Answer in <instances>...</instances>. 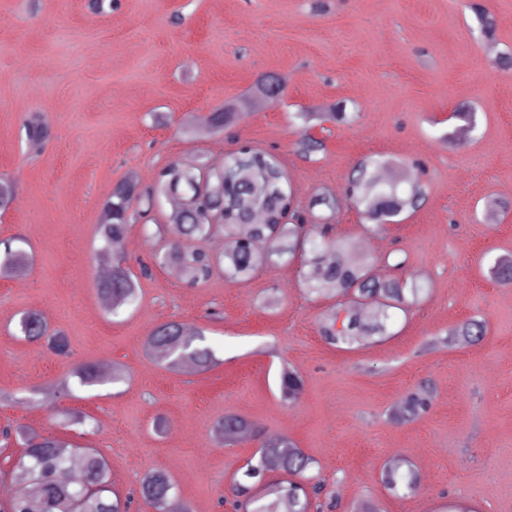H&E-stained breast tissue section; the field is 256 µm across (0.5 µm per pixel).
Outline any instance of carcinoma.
<instances>
[{
    "mask_svg": "<svg viewBox=\"0 0 512 512\" xmlns=\"http://www.w3.org/2000/svg\"><path fill=\"white\" fill-rule=\"evenodd\" d=\"M309 123L322 117L338 124H349L353 116L346 112L301 113ZM238 113L213 112L202 119L211 134H220L236 124ZM26 141L36 152L50 138L47 124L40 120L26 123ZM297 152L311 158L323 149V143L303 133L296 143ZM387 166L390 175L380 178L375 170ZM293 191L277 156L250 145L224 156L219 166L171 162L165 166L153 190H142L127 180L117 183L103 202L97 233L103 249L112 250L124 242L130 226L149 212L160 197L176 206L171 224H157L147 233L150 240L163 241L157 253L159 263L178 268L183 279L195 286L209 281L216 273L234 284H248L266 266L300 259L308 269L302 276L304 289L330 301L323 313L318 332L322 340L338 350H352L392 335L390 310L417 302L424 287L396 275L406 267L407 258L384 265L391 276L375 272L376 263L355 245L334 234L330 219L344 204L356 207L369 229L378 232L390 224L401 223L419 210L427 197V186L419 173L387 161L365 159L356 165L348 179L343 197L330 193L315 195L307 209L292 204ZM224 236L219 253L204 243L216 234ZM0 274L13 275L26 268L22 249L13 240L0 242ZM98 291L111 299V313L135 304L140 297L139 276L118 253L109 270L99 276ZM24 339L45 346L60 357H70L68 337L52 331L37 314H24L18 324ZM485 326L470 320L450 330L442 339L445 345L479 340ZM144 351L157 365L177 371L186 364L199 372L219 363L215 349L207 342L204 330L179 321L155 327L144 340ZM124 377L120 365L109 374L84 362L74 366L58 383V394L68 396L72 385L91 388ZM304 389L303 376L283 366L280 373L281 398L296 403ZM428 406L423 391L408 394L395 412V418L408 421ZM243 433L257 435L256 424L244 415L227 412L213 427V437L221 447L235 442ZM23 449L10 471L12 493L0 502V512H129L131 501L112 491L111 474L105 458L95 449L68 442L59 437L21 433ZM314 460L286 437H266L234 478L232 506L235 512H310L325 495V484L311 473ZM415 483L409 473L393 465L385 471V486L396 491L410 490ZM140 498L154 512H188L177 499L170 476L158 470L148 472L140 485Z\"/></svg>",
    "mask_w": 512,
    "mask_h": 512,
    "instance_id": "cac0c4a2",
    "label": "carcinoma"
}]
</instances>
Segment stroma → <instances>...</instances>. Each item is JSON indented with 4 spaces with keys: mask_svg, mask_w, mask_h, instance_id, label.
<instances>
[{
    "mask_svg": "<svg viewBox=\"0 0 512 512\" xmlns=\"http://www.w3.org/2000/svg\"><path fill=\"white\" fill-rule=\"evenodd\" d=\"M476 4L492 15L493 37ZM508 48L512 0H114L102 10L90 0H0V177L16 195L0 239H24L30 255L24 273L0 277V428L96 448L123 496L165 471L190 512H230L220 501L263 433L314 459L335 512L363 500L376 512H434L459 496L475 512H512V285L490 274L512 256V71L497 64ZM266 75L284 79L283 96L252 103ZM228 103L241 113L232 129L188 131V120ZM341 105L356 121L312 125L324 149L298 156L301 113ZM454 112L474 121L446 146ZM32 116L51 131L35 155L25 144ZM242 140L278 155L304 206L319 192L342 194L361 158L424 165L427 201L402 223L371 233L349 206L335 219L336 233L374 258L406 257L405 277L424 285L417 305L396 312L394 336L349 352L326 345V305L303 295L294 262L245 285L170 276L152 264L159 244L141 229L169 223L165 202L125 242L130 266L151 267L138 307L107 313L96 227L114 185L132 175L152 187L170 162L217 164ZM25 312L66 334L70 358L17 336ZM473 318L486 322L480 341L425 350ZM172 320L204 329L219 364L187 373L151 362L143 340ZM104 360L123 365L126 380L67 398L51 391L73 365ZM285 363L305 380L292 405L279 399ZM421 387L433 392L429 410L393 422ZM229 411L259 435L218 447L212 426ZM395 462L416 471L413 494L384 488L381 472Z\"/></svg>",
    "mask_w": 512,
    "mask_h": 512,
    "instance_id": "1",
    "label": "stroma"
}]
</instances>
